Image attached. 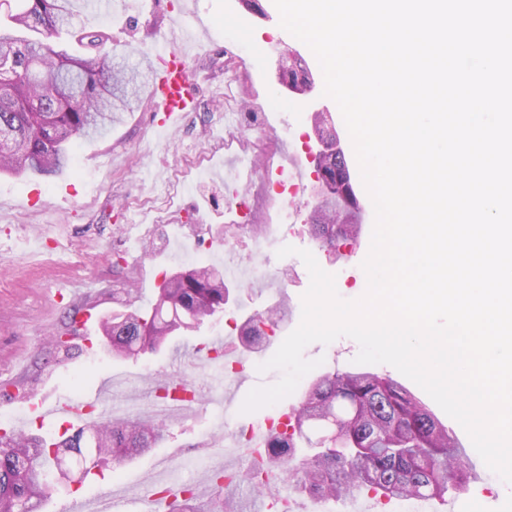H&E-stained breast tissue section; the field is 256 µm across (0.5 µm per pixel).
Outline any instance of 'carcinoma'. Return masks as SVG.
<instances>
[{"instance_id": "1", "label": "carcinoma", "mask_w": 512, "mask_h": 512, "mask_svg": "<svg viewBox=\"0 0 512 512\" xmlns=\"http://www.w3.org/2000/svg\"><path fill=\"white\" fill-rule=\"evenodd\" d=\"M0 174L55 175L71 160L76 137L105 135L117 113L126 111L146 75L112 51L102 31L72 25L75 0H0ZM66 34L83 53L51 41L19 35L21 30ZM312 233L337 249L355 240L359 225L336 223L314 210ZM230 288L212 265L164 276L150 308L116 314L102 323L107 348L137 357L163 350L172 337L193 331L226 312ZM281 308L248 317L240 326L243 346L267 339ZM95 447L83 444L87 434ZM165 439L151 417H96L83 428L49 436L0 433V512H43L62 482L58 457L74 453L83 476L105 464L115 470ZM287 470L288 488L319 503L373 493L387 500L443 499L464 491L470 473L448 429L387 375L334 372L316 379L286 421L272 425L265 457L243 472L216 471L215 492L201 500L193 486L162 497L167 512H266L263 474Z\"/></svg>"}]
</instances>
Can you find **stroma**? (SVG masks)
Returning a JSON list of instances; mask_svg holds the SVG:
<instances>
[{
  "label": "stroma",
  "mask_w": 512,
  "mask_h": 512,
  "mask_svg": "<svg viewBox=\"0 0 512 512\" xmlns=\"http://www.w3.org/2000/svg\"><path fill=\"white\" fill-rule=\"evenodd\" d=\"M248 12L238 0H110L97 15L79 14L75 27L101 30L130 65L144 67L164 50L180 45L186 30L212 25L213 40L189 48L187 63L198 104L182 124L160 130L148 99L120 113L107 135L78 139L71 162L60 176L31 179L0 175V414L26 433L61 432L65 421L28 422L21 400L31 393L48 401L91 399L104 385L112 387V415L133 418L153 414L158 403L153 377L188 375L201 394L187 417L171 421L168 438L147 449L125 468H99L85 481L61 488L45 512H69L80 502L94 512L109 499L112 512H156L151 491L169 477L196 484L209 498L207 471L194 467L207 457L211 468L232 463L245 469L248 450L237 434L257 420L290 412L316 378L358 370V343L340 337L330 344L314 342L304 352L317 366L295 391L276 404L241 413L239 404L219 405L214 371L232 377L231 364L210 353H147L117 359L105 347L100 322L129 309L126 294L137 282L145 288L139 300L148 305L164 275L195 265L197 255L225 269L257 266L261 278L228 279L236 322L280 303L285 317L260 349L243 352L240 395L276 383L281 371H260L285 337L299 324L309 272L295 255L278 257L285 245L310 251L320 267L335 276L338 295L360 298L367 288L361 267L368 255L374 209L362 180L354 187L365 215L355 244L331 250L309 232L311 195H280L273 189L274 171L286 155L304 154L312 115L281 88L274 68L278 55L299 49L314 78L313 96L328 108V123L339 144L356 164L353 145L341 112L323 94L320 65L300 40L280 26L273 0H258ZM235 113L240 139L225 146L220 118ZM249 152L251 171L235 156ZM187 172L181 190L169 197L154 191L176 173ZM156 200L168 211L156 223L141 203ZM266 225L264 251L255 248L252 225ZM63 334L68 350L55 349L50 338ZM467 467L476 476L467 491L456 495L457 512H512V484L491 471L475 448H468Z\"/></svg>",
  "instance_id": "1"
}]
</instances>
